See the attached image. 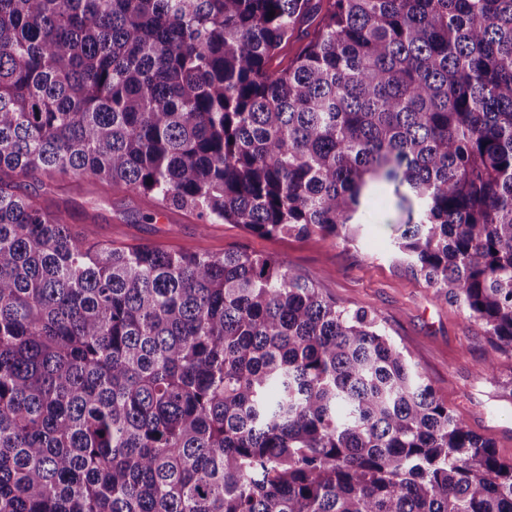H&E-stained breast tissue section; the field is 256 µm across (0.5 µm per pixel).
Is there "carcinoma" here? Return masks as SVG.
I'll list each match as a JSON object with an SVG mask.
<instances>
[{
	"label": "carcinoma",
	"instance_id": "cac0c4a2",
	"mask_svg": "<svg viewBox=\"0 0 512 512\" xmlns=\"http://www.w3.org/2000/svg\"><path fill=\"white\" fill-rule=\"evenodd\" d=\"M322 2L0 0V512H512V461L376 313L280 258L94 241L18 182L346 242L390 186L394 249L494 374L512 0Z\"/></svg>",
	"mask_w": 512,
	"mask_h": 512
}]
</instances>
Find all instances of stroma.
I'll list each match as a JSON object with an SVG mask.
<instances>
[{"label":"stroma","mask_w":512,"mask_h":512,"mask_svg":"<svg viewBox=\"0 0 512 512\" xmlns=\"http://www.w3.org/2000/svg\"><path fill=\"white\" fill-rule=\"evenodd\" d=\"M23 185L40 202L65 210L75 230L118 245H154L220 255L229 250L286 259L346 307L376 311L388 336L435 385L449 411L512 459V355L500 356L495 377L482 372L488 345L480 327L457 307L437 302L424 279L392 250L393 225L406 219L395 196L380 193L360 208L356 242L312 236L264 237L236 224L200 228L195 215L158 216L154 201L103 182L69 176Z\"/></svg>","instance_id":"stroma-1"}]
</instances>
